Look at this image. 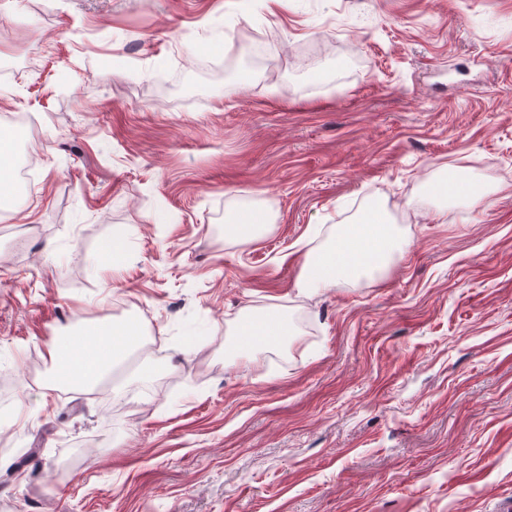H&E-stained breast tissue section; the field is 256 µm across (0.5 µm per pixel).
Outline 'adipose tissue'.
<instances>
[{"mask_svg": "<svg viewBox=\"0 0 512 512\" xmlns=\"http://www.w3.org/2000/svg\"><path fill=\"white\" fill-rule=\"evenodd\" d=\"M404 245L400 229L389 222L385 210L371 207L358 221L336 225L325 245L306 252L296 287L307 295L358 281L387 268ZM240 333L231 347L235 354L250 352L260 343L279 344L291 336L292 329L282 316L247 313L242 317ZM141 340V330L131 323H87L78 335L59 337L48 349L54 380L72 388L89 387Z\"/></svg>", "mask_w": 512, "mask_h": 512, "instance_id": "1", "label": "adipose tissue"}]
</instances>
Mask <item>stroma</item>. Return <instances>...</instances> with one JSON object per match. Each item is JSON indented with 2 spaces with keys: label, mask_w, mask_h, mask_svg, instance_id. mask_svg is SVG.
<instances>
[{
  "label": "stroma",
  "mask_w": 512,
  "mask_h": 512,
  "mask_svg": "<svg viewBox=\"0 0 512 512\" xmlns=\"http://www.w3.org/2000/svg\"><path fill=\"white\" fill-rule=\"evenodd\" d=\"M17 112L0 512H512V0H0ZM446 178L485 201L437 213ZM374 200L403 255L299 294ZM250 208L269 227L229 237ZM246 310L293 336L232 357ZM85 321L143 346L49 388Z\"/></svg>",
  "instance_id": "35a3bbf8"
}]
</instances>
